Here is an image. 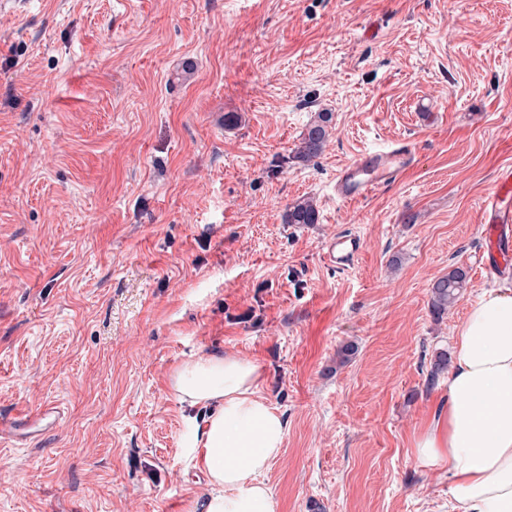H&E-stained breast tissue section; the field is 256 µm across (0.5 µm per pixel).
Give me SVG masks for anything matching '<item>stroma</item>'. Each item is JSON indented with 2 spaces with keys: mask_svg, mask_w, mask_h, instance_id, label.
<instances>
[{
  "mask_svg": "<svg viewBox=\"0 0 512 512\" xmlns=\"http://www.w3.org/2000/svg\"><path fill=\"white\" fill-rule=\"evenodd\" d=\"M332 114L311 161L296 150ZM405 141L347 203L336 174ZM512 163V0H8L0 6V512H201L207 407L171 378L257 362L279 512H447L412 437L480 288ZM312 197L313 224H289ZM358 234L344 270L327 239ZM469 282L442 318L431 286ZM357 347L346 364L337 352ZM54 429L19 439L22 415ZM314 120L309 124L298 148L297 158L308 162L317 157L329 136V126L332 122L331 112H316ZM411 160L409 148L399 143L362 152L336 174V198L354 202L367 197L380 186L394 183ZM480 211L483 217L481 235L483 240L482 251L489 254V269L495 271L498 258L507 257L509 237L506 230L512 223V168L511 166L501 170L496 188L492 193L485 195L480 203ZM493 258L496 266L491 262ZM318 211L311 197H301L288 207L287 223L313 224L317 222Z\"/></svg>",
  "mask_w": 512,
  "mask_h": 512,
  "instance_id": "obj_1",
  "label": "stroma"
}]
</instances>
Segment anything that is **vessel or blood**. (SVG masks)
Returning <instances> with one entry per match:
<instances>
[{"label":"vessel or blood","mask_w":512,"mask_h":512,"mask_svg":"<svg viewBox=\"0 0 512 512\" xmlns=\"http://www.w3.org/2000/svg\"><path fill=\"white\" fill-rule=\"evenodd\" d=\"M411 160L409 148L398 143L364 151L337 173L334 193L342 201L361 200L380 186L394 183ZM480 211L483 251L493 259L505 258L512 250V240L506 235L512 228L511 167L501 170L495 190L482 198ZM362 246L358 236L340 235L326 243L324 257L331 266L342 269L350 265Z\"/></svg>","instance_id":"b4317fda"}]
</instances>
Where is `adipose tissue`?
Segmentation results:
<instances>
[{
    "label": "adipose tissue",
    "instance_id": "ef3b65f1",
    "mask_svg": "<svg viewBox=\"0 0 512 512\" xmlns=\"http://www.w3.org/2000/svg\"><path fill=\"white\" fill-rule=\"evenodd\" d=\"M178 398L209 406L198 465L202 512H278L265 475L286 437L262 395L259 365L212 354L184 362ZM446 400L412 439L417 457L448 474V512H512V283L482 289L452 338Z\"/></svg>",
    "mask_w": 512,
    "mask_h": 512
}]
</instances>
